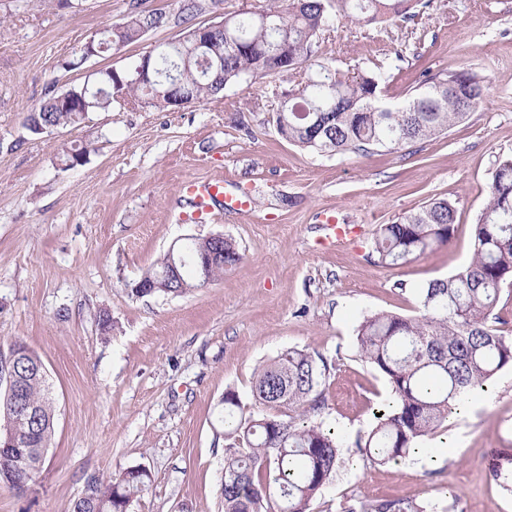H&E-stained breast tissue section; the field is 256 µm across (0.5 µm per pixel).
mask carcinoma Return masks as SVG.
<instances>
[{"label":"carcinoma","instance_id":"obj_1","mask_svg":"<svg viewBox=\"0 0 512 512\" xmlns=\"http://www.w3.org/2000/svg\"><path fill=\"white\" fill-rule=\"evenodd\" d=\"M420 0H271L260 11L225 16L227 23L204 33L207 47L196 45L190 22L203 9L201 0H180V17L187 37L159 46L155 66L164 76L150 84L137 73L120 74L129 97L166 110L179 91L194 102L223 92L228 85L295 71L308 73L282 93L272 122L289 143L317 153L366 154L406 146L440 136L463 120L486 97L482 78L467 70L424 71L413 93L402 103L382 106L381 85L389 70H342L314 61L324 32L344 21L389 23L416 16ZM168 23L161 10L133 11L113 27L107 49L134 43L146 27ZM111 78L96 79L97 88L85 100L88 111L112 106ZM81 110L64 108L48 92L27 127L75 126ZM456 210L436 199L392 224L376 229L371 257L391 268L450 242ZM242 255L232 239H224V260L210 265L212 283L239 263ZM169 255H164L141 280L158 285L156 292L180 296L196 288L199 269L189 263L181 279L166 283ZM512 283V153L495 161L485 206L474 224L470 261L456 273L434 279L418 289L417 314L381 311L363 318L355 329L354 348L361 360L384 375L393 401L381 405L373 427L357 436L356 452L373 465L407 457L424 438L448 423L471 394L487 388L500 371L512 368V336L490 324L502 287ZM35 354L18 359L21 388L17 395L0 391V427L15 419L20 407H34L28 421L29 451L16 461L0 456V481L7 472L29 481L40 471L54 432V414L46 377L34 366ZM329 372L323 358L290 348L260 365L252 388L259 409L244 412L239 394H224V512H308L310 502L329 484L340 463L343 443L335 430L317 420L325 406L323 385ZM286 408L284 419L268 413ZM491 474L512 491V455L492 465ZM151 481L142 466L125 469L119 478H91L90 497H80L72 512H128ZM342 512H426L405 497L360 499Z\"/></svg>","mask_w":512,"mask_h":512}]
</instances>
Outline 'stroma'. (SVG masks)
<instances>
[{"label": "stroma", "instance_id": "obj_1", "mask_svg": "<svg viewBox=\"0 0 512 512\" xmlns=\"http://www.w3.org/2000/svg\"><path fill=\"white\" fill-rule=\"evenodd\" d=\"M130 4L0 0V365L16 342L37 354L54 410L43 469L23 492L0 482V512H71L88 478L138 465L151 483L129 512H221L224 394L252 404L258 365L289 348L327 360L320 419L346 443L309 512L393 496L426 512H512V491L489 470L495 453H512V368L424 440L425 457L370 465L351 449L390 397L355 353L356 326L379 311L413 314L418 288L469 261L493 163L512 152V0H431L413 20L342 23L323 36L321 62H396L387 103L405 100L426 69L484 78L485 103L412 154L322 155L288 143L271 122L285 73L168 111L117 93L81 125L31 134L26 117L48 91L108 68L134 71L186 30L179 0H143L166 12L165 27L69 67L93 34L124 22ZM74 147L87 160L65 167ZM188 178L246 187L249 210L181 221ZM435 198L457 208L451 242L392 268L374 264L376 228ZM328 216L352 229L346 247L327 245ZM213 234L242 255L223 279L181 296L132 295L174 241Z\"/></svg>", "mask_w": 512, "mask_h": 512}]
</instances>
